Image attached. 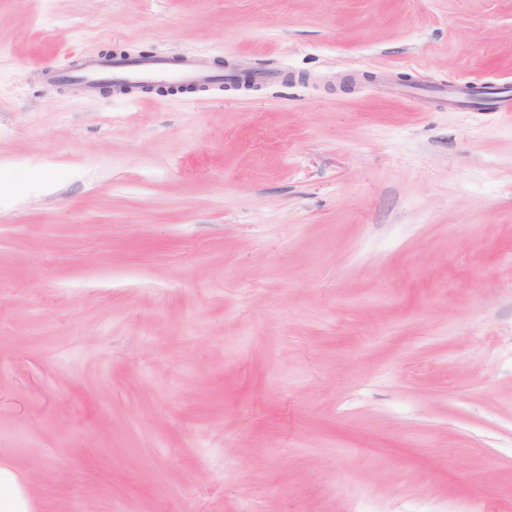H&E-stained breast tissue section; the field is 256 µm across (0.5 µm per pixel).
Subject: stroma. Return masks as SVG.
Masks as SVG:
<instances>
[{
	"mask_svg": "<svg viewBox=\"0 0 512 512\" xmlns=\"http://www.w3.org/2000/svg\"><path fill=\"white\" fill-rule=\"evenodd\" d=\"M284 83L88 95L106 52ZM512 0H0V468L28 512H512Z\"/></svg>",
	"mask_w": 512,
	"mask_h": 512,
	"instance_id": "stroma-1",
	"label": "stroma"
}]
</instances>
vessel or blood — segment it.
I'll list each match as a JSON object with an SVG mask.
<instances>
[{
  "instance_id": "b4317fda",
  "label": "vessel or blood",
  "mask_w": 512,
  "mask_h": 512,
  "mask_svg": "<svg viewBox=\"0 0 512 512\" xmlns=\"http://www.w3.org/2000/svg\"><path fill=\"white\" fill-rule=\"evenodd\" d=\"M65 78L81 83L88 91L93 92L106 83L117 88L176 83L204 89L216 83L234 82L236 75L205 68L191 58L174 66L165 56L158 54L136 61L92 59L80 69L66 73Z\"/></svg>"
}]
</instances>
